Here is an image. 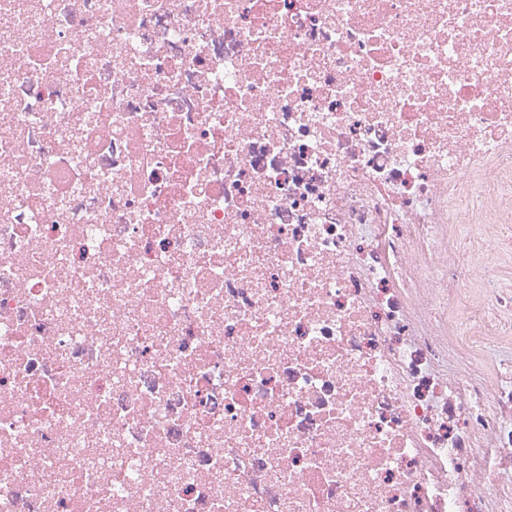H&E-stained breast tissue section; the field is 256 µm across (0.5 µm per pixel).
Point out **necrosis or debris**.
<instances>
[{
    "mask_svg": "<svg viewBox=\"0 0 512 512\" xmlns=\"http://www.w3.org/2000/svg\"><path fill=\"white\" fill-rule=\"evenodd\" d=\"M512 0H0V512H512Z\"/></svg>",
    "mask_w": 512,
    "mask_h": 512,
    "instance_id": "necrosis-or-debris-1",
    "label": "necrosis or debris"
}]
</instances>
